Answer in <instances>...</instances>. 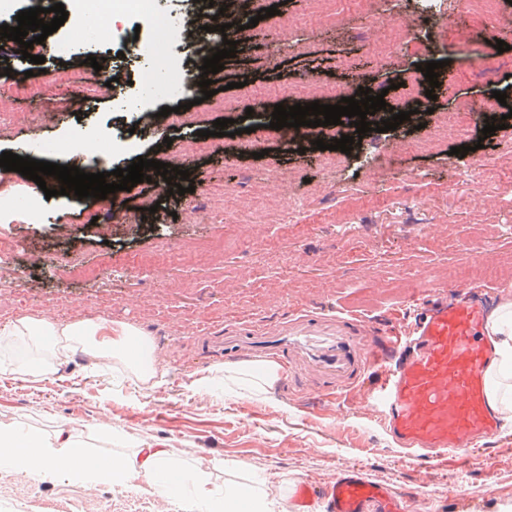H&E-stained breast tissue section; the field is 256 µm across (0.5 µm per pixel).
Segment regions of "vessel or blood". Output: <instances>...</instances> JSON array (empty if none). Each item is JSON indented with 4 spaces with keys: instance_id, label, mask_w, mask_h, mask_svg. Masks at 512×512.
<instances>
[{
    "instance_id": "obj_1",
    "label": "vessel or blood",
    "mask_w": 512,
    "mask_h": 512,
    "mask_svg": "<svg viewBox=\"0 0 512 512\" xmlns=\"http://www.w3.org/2000/svg\"><path fill=\"white\" fill-rule=\"evenodd\" d=\"M250 19L246 0H223L221 6L203 7L190 18L189 52L197 82L203 78L204 57L218 49L207 40V26H226L227 40L235 41L239 26ZM247 60L246 53H235L223 71L214 74V88L246 76ZM418 303L422 311L406 341L359 335L364 321L357 316L346 319L341 331L319 328L301 316L274 333L248 331L226 337L225 350L234 357L271 351L289 362L302 360L340 390L359 384L361 371L376 374V384L363 392L361 403L379 413L394 438L440 458L500 434L504 425L488 402L492 348L484 334L488 314L483 304L461 284L445 294L436 286L425 289ZM318 499L326 502L329 512L422 509L417 498L394 493L355 468L339 471L321 488L299 483L291 499L293 510L307 512Z\"/></svg>"
}]
</instances>
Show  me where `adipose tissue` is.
Wrapping results in <instances>:
<instances>
[{
	"instance_id": "obj_1",
	"label": "adipose tissue",
	"mask_w": 512,
	"mask_h": 512,
	"mask_svg": "<svg viewBox=\"0 0 512 512\" xmlns=\"http://www.w3.org/2000/svg\"><path fill=\"white\" fill-rule=\"evenodd\" d=\"M485 334L494 352L490 373L489 401L504 419H512V300H504L492 313ZM83 351L94 358L123 366L144 387L155 389L165 382V371L146 336L129 325L84 320L58 325L45 318L21 316L0 325V372L34 383L52 370V357L59 352ZM171 448L147 450L139 458L113 455L94 461L73 435L57 432L47 437L37 431L18 433L0 427V465L12 467L33 481L62 476L89 479L107 473L113 483L129 486L142 480L152 493L179 501L183 512H196L199 503H210L214 512H268L263 497L243 495L238 486H210L207 470L177 467ZM192 493H184V485Z\"/></svg>"
}]
</instances>
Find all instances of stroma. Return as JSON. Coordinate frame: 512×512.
I'll return each mask as SVG.
<instances>
[{
    "instance_id": "1",
    "label": "stroma",
    "mask_w": 512,
    "mask_h": 512,
    "mask_svg": "<svg viewBox=\"0 0 512 512\" xmlns=\"http://www.w3.org/2000/svg\"><path fill=\"white\" fill-rule=\"evenodd\" d=\"M65 2L70 26L56 39L50 75L34 81L0 73V153L25 148L37 159L44 141L67 145L89 130L111 139L109 164L159 158L187 170L193 189L158 196L156 212L128 224L74 195L34 198L29 179L0 168L7 201L0 238L13 244L0 258V324L27 315L60 325H132L151 340L167 382L145 389L128 371L71 353L36 384L0 377V425L49 436L64 430L96 457L168 444L181 466L210 469L212 485L255 486L274 512H287L297 482L323 484L347 468L425 496L423 512H512V427L489 448L417 462L330 380L282 366L261 393L251 378L263 372L264 358L234 360L205 342L243 328L275 331L301 315L336 324L357 314L376 332L404 329L425 288L465 282L473 245L485 241L512 256V50L494 54L492 66L461 68L459 32L474 44L481 34L458 0H369L376 13L417 17L437 33L432 41L407 38L382 60L366 51L358 14L304 29L262 19L244 87L213 95L185 124L150 123L138 110L156 102L140 81L149 63L135 49L139 16L123 14L112 41L102 43L81 0ZM159 7L172 20L167 66L189 69L180 30L192 0H160ZM90 55L119 71L111 95L72 66ZM429 61L442 64L447 107L469 104L459 115L465 155L435 139L426 112L396 130L367 132L340 156L257 132L275 104H296L301 85L379 91ZM495 90L507 98L491 113L486 100ZM502 116L506 129L483 137L484 125ZM219 118L236 120L239 135H212ZM288 197L299 209L283 222ZM253 210L266 223H238V212ZM218 366L241 371V379L188 391L192 379ZM104 418L111 431L99 429ZM0 512L181 510L108 476L36 483L2 466Z\"/></svg>"
}]
</instances>
